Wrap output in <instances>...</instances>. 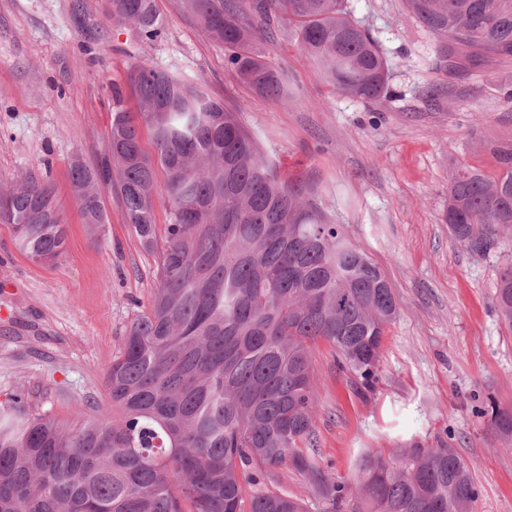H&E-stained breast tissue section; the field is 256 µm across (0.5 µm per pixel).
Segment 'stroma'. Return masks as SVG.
<instances>
[{"label": "stroma", "mask_w": 512, "mask_h": 512, "mask_svg": "<svg viewBox=\"0 0 512 512\" xmlns=\"http://www.w3.org/2000/svg\"><path fill=\"white\" fill-rule=\"evenodd\" d=\"M163 32L141 42L107 18V0H0V180L48 177L66 224L56 264L31 260L0 224V401L24 391L31 410L61 424L107 406L104 373L127 326L145 309L157 258L107 194L106 224L90 237L72 198L73 158L98 165L112 112L135 110L130 65L147 58L230 109L284 177L319 187L346 236L384 271L399 311L380 350L374 390L341 371L328 344L313 354L318 463L351 479L361 449L391 451L451 441L472 469L474 512H512V453L479 410L512 409V329L494 296L512 265V232L475 253L442 221L461 167L496 173L492 143L512 140V61L454 78L431 67L436 39L402 0H349L393 63L390 92L373 102L336 93L283 36L264 59L283 70L289 95L258 93L224 63L180 0H156Z\"/></svg>", "instance_id": "stroma-1"}]
</instances>
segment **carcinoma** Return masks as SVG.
I'll use <instances>...</instances> for the list:
<instances>
[{
  "label": "carcinoma",
  "mask_w": 512,
  "mask_h": 512,
  "mask_svg": "<svg viewBox=\"0 0 512 512\" xmlns=\"http://www.w3.org/2000/svg\"><path fill=\"white\" fill-rule=\"evenodd\" d=\"M224 62L281 100L283 78L259 34L297 42L336 92L374 100L390 64L348 0H181ZM437 40L448 74L512 60V0H405ZM113 23L142 41L161 35L155 0H109ZM128 85L139 112L112 113L110 156L75 159L73 198L91 234L116 193L140 244L157 256L155 288L105 373L109 406L77 428L30 411L24 393L0 402V512H308L264 489L271 471L306 474L321 512H474L479 489L451 444L364 448L353 480L316 463L318 342L364 388L378 381L382 338L397 316L383 270L350 241L310 183L281 177L236 112L146 58ZM146 128L153 153L143 146ZM498 173L460 168L443 216L461 247L484 252L512 226V141L492 145ZM164 174L157 189V171ZM162 199L166 223H157ZM0 223L32 260L65 250L49 181L0 185ZM495 306L512 327V266ZM484 414L512 451V410Z\"/></svg>",
  "instance_id": "cac0c4a2"
}]
</instances>
